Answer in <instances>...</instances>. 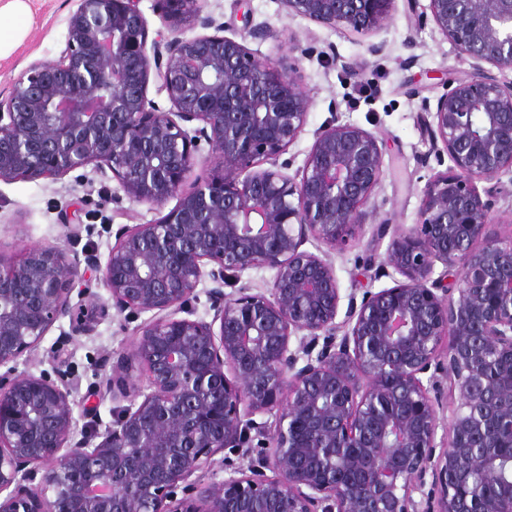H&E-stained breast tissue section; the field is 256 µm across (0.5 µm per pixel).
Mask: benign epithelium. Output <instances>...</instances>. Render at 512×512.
<instances>
[{
  "label": "benign epithelium",
  "instance_id": "obj_1",
  "mask_svg": "<svg viewBox=\"0 0 512 512\" xmlns=\"http://www.w3.org/2000/svg\"><path fill=\"white\" fill-rule=\"evenodd\" d=\"M154 2L151 39L140 0H78L58 57L0 92V183L105 164L135 204L179 197L120 228L93 269L105 300L54 246L0 253V512H512V237L488 231L502 177L512 184V0H429L472 63L427 123L451 165L425 182L414 227L376 231L374 246L390 240L369 279H401L346 295L329 253L304 245L334 251L366 223L386 144L336 117L286 173L310 106L297 66L256 58L200 0ZM280 2L361 34L396 0ZM193 23L205 33L185 36ZM152 82L169 110L148 99ZM202 141L221 168L193 178ZM252 268L273 271L269 293H224ZM206 278L209 321L195 317ZM112 309L149 317L131 354L103 360L112 425L77 440V385L59 365L13 363L60 319L88 335ZM132 359L145 391L130 386ZM227 449L256 458L197 476Z\"/></svg>",
  "mask_w": 512,
  "mask_h": 512
}]
</instances>
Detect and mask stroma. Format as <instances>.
Segmentation results:
<instances>
[{
	"label": "stroma",
	"instance_id": "35a3bbf8",
	"mask_svg": "<svg viewBox=\"0 0 512 512\" xmlns=\"http://www.w3.org/2000/svg\"><path fill=\"white\" fill-rule=\"evenodd\" d=\"M29 11L21 45L0 59V91L36 61L55 60L65 40L74 0H28ZM260 36L244 32L239 0H204L205 13L242 35L257 58L298 61V80L311 106L303 134L286 152L302 166L313 143V132L332 116L375 134L387 145L384 175L368 210L369 224L349 246L333 253L342 290L394 286L391 277L363 276L377 225L412 227L427 178L445 171L446 163L430 155L423 121L434 111L448 78L467 77L469 59L446 40L431 19L409 11L396 0L383 26L366 35L348 36L316 22L289 15L280 0H249ZM379 53H371V46ZM163 211L132 203L109 167L88 166L57 178H18L0 183V253L20 258L27 248L52 245L81 262L106 260L120 225L147 224ZM133 327L124 316L100 321L91 335L76 336L68 319L56 322L37 353L20 358L17 369L33 374L51 370L50 349L65 351L66 368L79 382L78 401L98 390L108 373L102 364L110 352H130Z\"/></svg>",
	"mask_w": 512,
	"mask_h": 512
}]
</instances>
